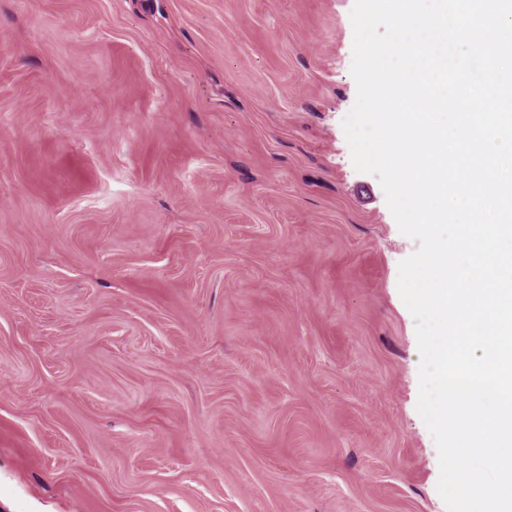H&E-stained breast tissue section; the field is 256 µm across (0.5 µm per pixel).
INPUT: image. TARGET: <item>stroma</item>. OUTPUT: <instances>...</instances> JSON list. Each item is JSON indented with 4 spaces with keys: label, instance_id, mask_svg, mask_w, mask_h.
I'll use <instances>...</instances> for the list:
<instances>
[{
    "label": "stroma",
    "instance_id": "stroma-1",
    "mask_svg": "<svg viewBox=\"0 0 512 512\" xmlns=\"http://www.w3.org/2000/svg\"><path fill=\"white\" fill-rule=\"evenodd\" d=\"M354 0H0V512H447Z\"/></svg>",
    "mask_w": 512,
    "mask_h": 512
}]
</instances>
